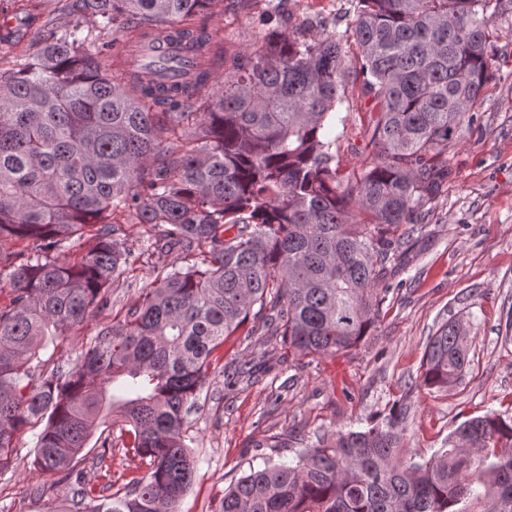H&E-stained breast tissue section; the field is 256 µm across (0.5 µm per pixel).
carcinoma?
<instances>
[{
	"label": "carcinoma",
	"mask_w": 512,
	"mask_h": 512,
	"mask_svg": "<svg viewBox=\"0 0 512 512\" xmlns=\"http://www.w3.org/2000/svg\"><path fill=\"white\" fill-rule=\"evenodd\" d=\"M216 2L70 0L0 67V239L41 250L0 254L12 286L0 468L27 425L46 421L35 462L65 474L106 420L127 427L149 471L87 512H176L195 474L186 416L213 353L243 326L312 358L373 335L379 284L411 252L492 79L489 27L512 12V0H355L342 32L303 20L233 53L200 21ZM87 14L97 22L85 30ZM158 31L199 47L190 80L146 81L128 63ZM355 72L377 119L371 163L352 177L325 126ZM118 215L145 228V250L120 237ZM89 227L79 260L49 254ZM147 253L177 262L72 371L34 374L47 342L108 305ZM468 352L463 325L443 324L418 387L456 384ZM407 413L397 402L287 463L249 464L217 512H512V415L473 417L417 461L402 454Z\"/></svg>",
	"instance_id": "1"
}]
</instances>
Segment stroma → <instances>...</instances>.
Returning a JSON list of instances; mask_svg holds the SVG:
<instances>
[{"label": "stroma", "instance_id": "obj_1", "mask_svg": "<svg viewBox=\"0 0 512 512\" xmlns=\"http://www.w3.org/2000/svg\"><path fill=\"white\" fill-rule=\"evenodd\" d=\"M351 0H221L206 14L211 33L237 50L250 49L274 29L322 18L344 30ZM492 70L477 120L448 151L450 177L413 246L410 263L385 280L384 316L373 336L333 357L291 359L281 337L233 336L217 350L208 378L187 417L186 440L195 480L178 512H215L225 488L256 457L283 462L305 445L337 430L367 428L394 402L406 400V450L430 457L445 447L464 420L512 404V21L490 28ZM362 77L329 127L343 174L366 164L376 113L362 97ZM171 257H143L112 291L109 306L57 338L41 353L45 369L71 370L83 347L104 325L124 318ZM460 318L469 329L463 380L437 391L418 386L423 353L442 323ZM264 358V370L236 386L224 384L225 367ZM39 427L13 440L0 467V512H82L98 499L123 498L147 467L123 448L119 428H100L73 462L69 480L32 465Z\"/></svg>", "mask_w": 512, "mask_h": 512}]
</instances>
